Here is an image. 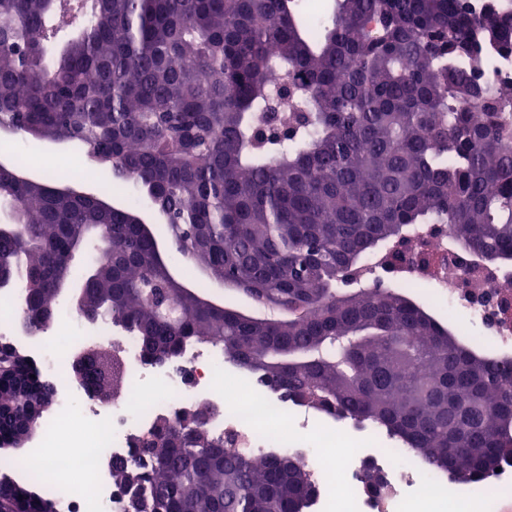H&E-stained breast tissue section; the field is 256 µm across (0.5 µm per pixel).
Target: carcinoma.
Wrapping results in <instances>:
<instances>
[{"mask_svg":"<svg viewBox=\"0 0 512 512\" xmlns=\"http://www.w3.org/2000/svg\"><path fill=\"white\" fill-rule=\"evenodd\" d=\"M512 52V0L481 17L463 0H334L321 31L295 0H0V132L76 143L109 160L103 197L132 188L163 210L176 249L233 281L259 317L185 293L131 207L15 179L0 198L16 231L0 271L32 310L62 299L59 258L93 242L89 306L135 336L145 362L207 343L299 406L371 424L457 482L512 460V368L466 344L411 296L342 294L415 224H447L478 255L512 260V88L476 79L487 46ZM0 427L43 428L28 361L5 360ZM126 512H305L298 454L237 452L184 410L112 463ZM366 491L386 487L372 464ZM3 512L57 509L25 479Z\"/></svg>","mask_w":512,"mask_h":512,"instance_id":"1","label":"carcinoma"}]
</instances>
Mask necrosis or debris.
<instances>
[{
	"label": "necrosis or debris",
	"instance_id": "necrosis-or-debris-1",
	"mask_svg": "<svg viewBox=\"0 0 512 512\" xmlns=\"http://www.w3.org/2000/svg\"><path fill=\"white\" fill-rule=\"evenodd\" d=\"M462 275V270L442 268L434 280L449 304L464 306L474 319L488 323L489 337H472V344L512 347V317L499 318L494 324L488 321L494 309L491 295L499 291V281L486 284V298L473 300L458 286ZM19 303L17 292L0 291V306L5 309L0 338L30 346L46 375L58 382L55 424L42 432L22 469L28 474L48 465L61 474L81 475L80 489L55 484L61 512H124V498L112 483L113 460L129 457L132 438L157 414L172 416L202 402L219 410L210 423L212 431L236 434L240 449L254 458L279 456L291 449L303 457L319 487L310 512H498V492L512 487V465L507 464L487 484L460 483L449 488L446 472L428 469L403 451L379 447L377 439L366 436L363 429L351 426L333 433V416L309 415L254 377L244 376L238 388L227 389L226 377L238 368L225 361L223 351L194 345L184 350L181 365L144 363L136 338L115 337L105 321L86 326L64 301L57 303L56 313L59 324L72 332L69 344L58 347L49 331L29 340L16 317ZM112 340L128 383L112 404L102 405L77 388L65 370L76 350ZM73 416L79 418V427L60 431V424ZM287 426L294 438L284 434ZM368 463L386 479L388 491L383 498L368 496L361 486Z\"/></svg>",
	"mask_w": 512,
	"mask_h": 512
}]
</instances>
